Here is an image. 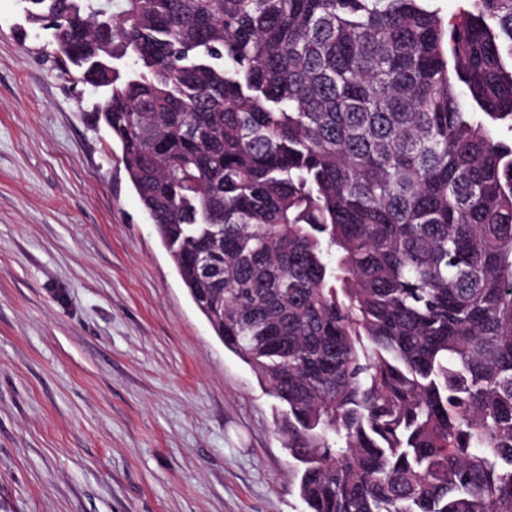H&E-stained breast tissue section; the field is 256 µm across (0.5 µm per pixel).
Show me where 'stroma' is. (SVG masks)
<instances>
[{
  "label": "stroma",
  "mask_w": 512,
  "mask_h": 512,
  "mask_svg": "<svg viewBox=\"0 0 512 512\" xmlns=\"http://www.w3.org/2000/svg\"><path fill=\"white\" fill-rule=\"evenodd\" d=\"M23 7L0 0V512H302L275 399Z\"/></svg>",
  "instance_id": "stroma-1"
}]
</instances>
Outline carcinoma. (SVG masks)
Segmentation results:
<instances>
[{
  "label": "carcinoma",
  "mask_w": 512,
  "mask_h": 512,
  "mask_svg": "<svg viewBox=\"0 0 512 512\" xmlns=\"http://www.w3.org/2000/svg\"><path fill=\"white\" fill-rule=\"evenodd\" d=\"M24 2L304 512H512V0Z\"/></svg>",
  "instance_id": "1"
}]
</instances>
